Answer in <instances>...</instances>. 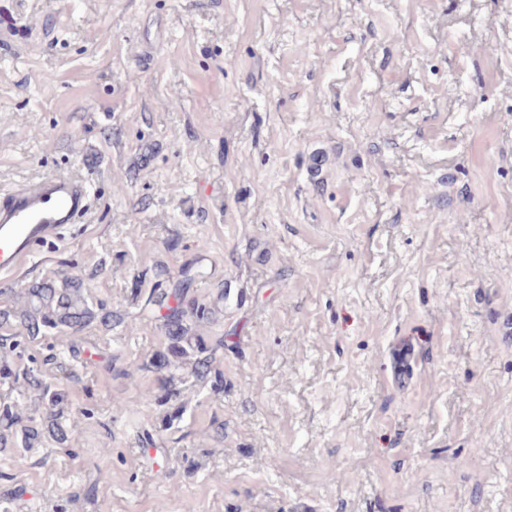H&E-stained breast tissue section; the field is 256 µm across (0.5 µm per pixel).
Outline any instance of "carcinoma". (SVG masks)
<instances>
[{"label": "carcinoma", "instance_id": "carcinoma-1", "mask_svg": "<svg viewBox=\"0 0 512 512\" xmlns=\"http://www.w3.org/2000/svg\"><path fill=\"white\" fill-rule=\"evenodd\" d=\"M192 281L187 274L175 288H154L142 306L162 314L166 333L165 346L149 360L158 373V385L143 392L144 405L177 401L178 383L186 373L210 382L214 390L224 388V373L213 368L217 353L224 349V336L193 331L194 324L213 322L215 310L205 302L185 299ZM21 295L19 306L0 310V452L18 456L44 443L56 448L71 443V432L63 422L68 407L65 390L60 382L23 363L19 348L48 336H67L69 341L50 359L66 353L76 358L79 331L93 323L110 330L114 321L112 307L93 300L78 277L36 280ZM15 393L30 401L27 411H22Z\"/></svg>", "mask_w": 512, "mask_h": 512}]
</instances>
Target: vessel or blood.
Here are the masks:
<instances>
[{"label": "vessel or blood", "mask_w": 512, "mask_h": 512, "mask_svg": "<svg viewBox=\"0 0 512 512\" xmlns=\"http://www.w3.org/2000/svg\"><path fill=\"white\" fill-rule=\"evenodd\" d=\"M87 182L49 176L0 194V274L13 273L37 247L56 241L61 230L88 213Z\"/></svg>", "instance_id": "1"}]
</instances>
